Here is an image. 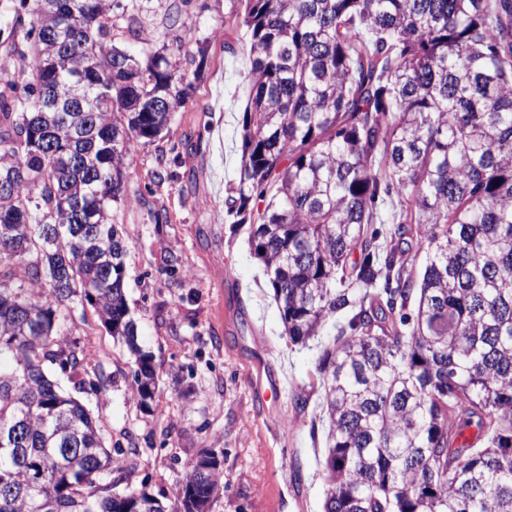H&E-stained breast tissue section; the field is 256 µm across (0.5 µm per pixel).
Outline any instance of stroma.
Wrapping results in <instances>:
<instances>
[{
	"mask_svg": "<svg viewBox=\"0 0 512 512\" xmlns=\"http://www.w3.org/2000/svg\"><path fill=\"white\" fill-rule=\"evenodd\" d=\"M239 7L238 0H112L116 46L138 48L125 33L128 16L155 37L179 8L194 21L182 38L207 39L208 52L202 69L184 67L202 77L169 133L135 146L128 200L117 213L135 241L125 259L127 298L159 372L157 393L150 406L140 404L133 358L92 316L75 338L91 345L88 369L104 374L107 387L78 398L104 422L107 447L121 450L112 471L117 492L173 499L184 461L212 449L224 488L210 512H321L323 438L292 402L308 391L318 350L291 347L283 336L248 234L226 215L249 93L248 57L224 48L242 36L227 21ZM274 379L279 401L263 400Z\"/></svg>",
	"mask_w": 512,
	"mask_h": 512,
	"instance_id": "obj_1",
	"label": "stroma"
}]
</instances>
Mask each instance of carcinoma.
Wrapping results in <instances>:
<instances>
[{
  "label": "carcinoma",
  "mask_w": 512,
  "mask_h": 512,
  "mask_svg": "<svg viewBox=\"0 0 512 512\" xmlns=\"http://www.w3.org/2000/svg\"><path fill=\"white\" fill-rule=\"evenodd\" d=\"M240 2L250 89L227 217L288 342L334 326L315 364L322 512H512V0ZM95 4L79 27L23 0L3 41L17 69L0 77V512H209L215 452L185 462L171 503L118 493L102 426L57 382L106 387L67 341L78 304L135 356L140 403L155 397L116 216L133 144L169 132L183 64L207 54L159 47L133 18L140 47L119 48L111 0ZM386 197L397 225L380 244Z\"/></svg>",
  "instance_id": "obj_1"
}]
</instances>
